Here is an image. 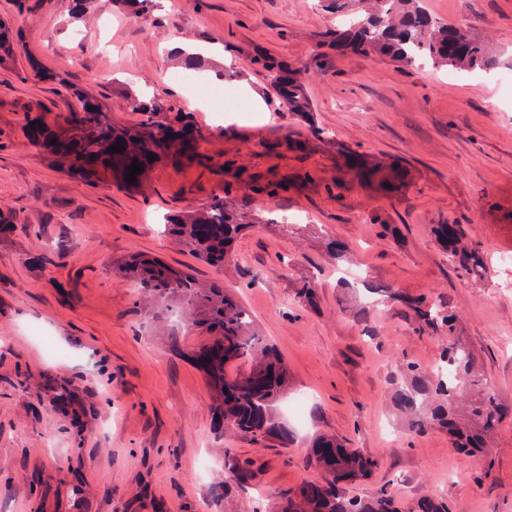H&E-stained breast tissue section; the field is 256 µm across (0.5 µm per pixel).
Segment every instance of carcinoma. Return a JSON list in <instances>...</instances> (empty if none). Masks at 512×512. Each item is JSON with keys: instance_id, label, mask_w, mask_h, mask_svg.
Instances as JSON below:
<instances>
[{"instance_id": "carcinoma-1", "label": "carcinoma", "mask_w": 512, "mask_h": 512, "mask_svg": "<svg viewBox=\"0 0 512 512\" xmlns=\"http://www.w3.org/2000/svg\"><path fill=\"white\" fill-rule=\"evenodd\" d=\"M326 11L346 21V25L328 31V46L341 55L384 56L404 68L425 64L445 66L459 74L476 68L492 69L496 58L489 42L467 33L459 25L429 13L423 0H361L365 8L361 13L351 11L355 0H319ZM257 63L267 72L269 84L288 111L295 113L309 124H314L305 76L298 70H284L266 58ZM171 125L158 123L147 136L112 131L105 116L95 110L73 112L62 132V143L77 141L81 152L73 164L81 167L85 162L102 154H110L111 165L128 175L134 160L148 154H158L169 149L172 139L167 136ZM122 152L109 153L114 144ZM353 166L360 175L381 193L394 192L400 181V168L377 169L364 163L357 155L350 154ZM268 218L262 210L237 209L227 199L214 201L209 209L198 216L178 222L177 232L206 261L218 264L232 254V245L246 229L256 224H266ZM431 235L448 261L474 281L487 276L484 253L468 242L457 224H433ZM129 277L138 288L148 291L162 302L174 298L177 316L184 331L207 325L212 336L201 343L192 356L206 376L211 388L223 399L224 422L232 428L254 436L267 434L279 427L273 415L274 403L279 396L286 372L273 363L255 364L245 371L230 368L249 361L266 350L262 340L252 331L253 319L241 304L226 299L218 304L205 291L197 287L186 272L176 271L161 264L148 266V271H129ZM389 299L407 308L420 331L448 330V337L455 336V315L444 307L429 303L423 297L408 298L398 294ZM448 372L437 375L436 381L422 390H406L399 395L401 405L413 416L416 429H423L428 417L420 403V393L432 394L453 424L459 400L475 385L470 379L473 354L461 342L453 343L443 357ZM468 422L458 427L456 448L473 457H483L478 442L464 434L466 428H476L485 433L493 431L499 405L494 394L485 391L468 404ZM317 461L328 472L323 483H309L288 496L282 512H399L388 493H380L373 501L345 498L338 493V484L364 477L377 466V461L362 455L355 448H342L329 440H322L316 447Z\"/></svg>"}]
</instances>
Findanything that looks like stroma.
<instances>
[{"instance_id": "stroma-1", "label": "stroma", "mask_w": 512, "mask_h": 512, "mask_svg": "<svg viewBox=\"0 0 512 512\" xmlns=\"http://www.w3.org/2000/svg\"><path fill=\"white\" fill-rule=\"evenodd\" d=\"M424 5L491 39L498 68L453 74L336 55L322 38L336 17L316 0H160L144 19L118 2L78 14L73 0H0L13 45L0 55V212L13 218L0 235V512H203L208 496L217 512H281L296 488L324 480L320 435L378 462L341 496L385 490L401 512L434 495L452 512H512V0ZM173 38L207 70L223 49L240 110L215 121L167 80L184 68ZM262 56L306 73L314 125L284 108ZM89 104L119 130L190 121L195 151L155 158L132 183L90 181L30 127H56ZM346 151L401 160L406 185L376 195L344 166ZM244 172L288 189L255 195ZM226 195L270 207L276 221L212 264L167 223ZM385 222L398 239L381 238ZM447 223L484 252L483 286L436 248L430 227ZM329 238L353 251L367 287L340 288ZM142 258L250 310L288 371L277 415L309 399L302 429L283 418L256 438L219 423L216 394L184 355L205 331L183 332L119 272ZM305 282L307 301L297 296ZM389 292L456 314L501 411L487 437L490 475L446 428L411 431L398 409L397 390L416 382L407 363L432 375L448 334L419 332L403 306L370 305ZM228 456L248 465L247 483L226 478Z\"/></svg>"}]
</instances>
